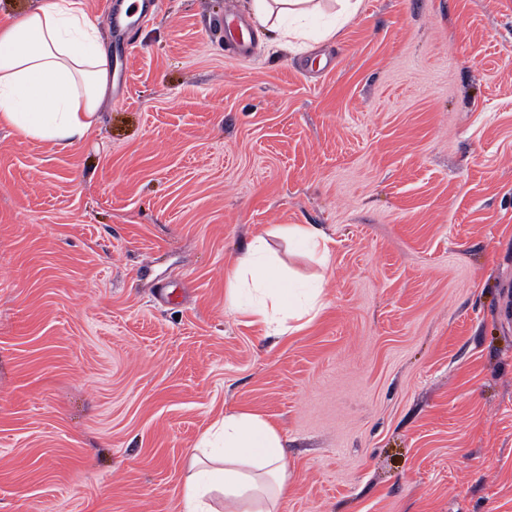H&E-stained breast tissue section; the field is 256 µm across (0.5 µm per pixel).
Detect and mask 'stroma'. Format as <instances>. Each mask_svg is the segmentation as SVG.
Wrapping results in <instances>:
<instances>
[{
    "instance_id": "obj_1",
    "label": "stroma",
    "mask_w": 512,
    "mask_h": 512,
    "mask_svg": "<svg viewBox=\"0 0 512 512\" xmlns=\"http://www.w3.org/2000/svg\"><path fill=\"white\" fill-rule=\"evenodd\" d=\"M227 9L141 0L79 144L0 126V512H183L229 411L281 512H512V0H326L244 59ZM260 234L322 287L299 331L224 307ZM274 234L280 235L289 242L307 249L311 253L318 254L324 262L329 260L331 241L322 230L312 224H290L278 227Z\"/></svg>"
}]
</instances>
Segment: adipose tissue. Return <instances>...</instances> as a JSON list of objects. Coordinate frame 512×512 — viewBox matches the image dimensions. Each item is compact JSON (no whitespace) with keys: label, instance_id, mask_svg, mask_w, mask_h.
<instances>
[{"label":"adipose tissue","instance_id":"adipose-tissue-1","mask_svg":"<svg viewBox=\"0 0 512 512\" xmlns=\"http://www.w3.org/2000/svg\"><path fill=\"white\" fill-rule=\"evenodd\" d=\"M317 0H251L254 24L280 32L282 18L316 11ZM112 87V60L99 26L80 0H39L0 24V124L66 149L85 139ZM320 289L301 291L256 236L232 275L229 312L284 333L317 314ZM218 452L193 456L184 512H279L288 494V461L279 429L263 416L235 411L216 424ZM221 500L223 510L212 507Z\"/></svg>","mask_w":512,"mask_h":512}]
</instances>
